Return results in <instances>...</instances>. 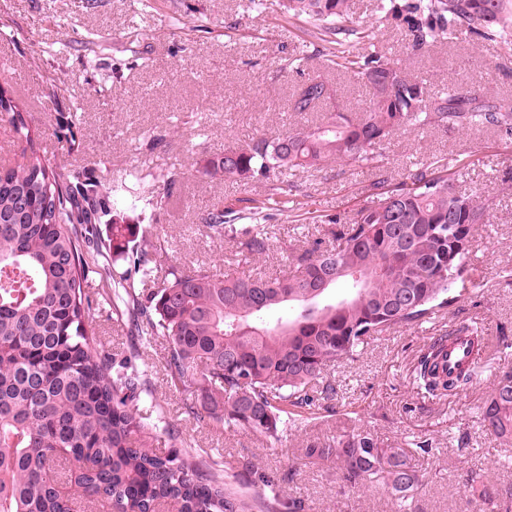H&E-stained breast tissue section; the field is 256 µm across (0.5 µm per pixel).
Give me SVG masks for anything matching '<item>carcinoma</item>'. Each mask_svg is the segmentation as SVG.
<instances>
[{"label":"carcinoma","mask_w":512,"mask_h":512,"mask_svg":"<svg viewBox=\"0 0 512 512\" xmlns=\"http://www.w3.org/2000/svg\"><path fill=\"white\" fill-rule=\"evenodd\" d=\"M283 13L330 37L331 68L368 90L359 118H348L327 75L301 80L288 110L322 112L317 126L277 137L255 136L207 160L211 177L266 185L265 202L237 224L230 208L205 223L237 243L242 261L269 251L264 213L288 207L280 175L314 166L361 163L384 167L385 144L400 129L486 127L512 141V98L486 102L472 90L433 92L377 47L381 29H404L413 49L464 34L512 50V0H379L377 24L359 28L351 0H283ZM366 49L359 51L356 46ZM442 165L410 169L392 184L379 178L368 200L342 218L321 217L331 245H288L289 266L270 277L211 265H168L153 242L137 241L139 225L114 224L102 239L104 198L133 191L141 209L164 210L177 182L167 173L158 192L146 177L133 187L79 171L64 173L29 157L0 171V512H238L241 504L197 464L162 453L155 442L182 444L170 423H148L146 370L97 348L90 274L111 279L112 304L124 307L139 336L168 341L166 371L191 397L185 414L207 416L269 440L318 411L334 412L336 387L326 367L353 355L400 323L423 324L458 299L471 274L467 259L476 225L492 201L456 191ZM461 237L448 235V214ZM125 267L112 271L111 255ZM347 289L329 299L336 288ZM471 364L455 375L444 365L448 337L421 349L412 385L431 399L453 397L477 378L485 354L483 327L463 321ZM484 426L512 439V367L502 370L482 408ZM388 445L369 429L310 444L303 455L335 465L352 488L380 486L397 506L411 505L423 475L409 449ZM466 490L478 512H509L512 486L490 483L471 467Z\"/></svg>","instance_id":"carcinoma-1"}]
</instances>
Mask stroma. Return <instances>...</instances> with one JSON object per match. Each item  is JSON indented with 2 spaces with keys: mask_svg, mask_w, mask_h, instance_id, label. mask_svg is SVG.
Masks as SVG:
<instances>
[{
  "mask_svg": "<svg viewBox=\"0 0 512 512\" xmlns=\"http://www.w3.org/2000/svg\"><path fill=\"white\" fill-rule=\"evenodd\" d=\"M229 21L235 29H226ZM313 39L309 25L283 14L280 0H262L258 10L250 0H0V170L26 151L65 171L106 170L115 178L144 164L174 169L178 182L164 211L145 218L121 199L112 208L118 223L143 224L159 238L162 264L233 265L249 275H281L286 244H311L319 216L350 215L370 183H398L413 166L447 165L458 190L493 197L468 258L472 279L456 303L431 322L394 326L359 356L336 362L325 374L336 385L333 416L297 423L276 441L187 418V396L165 371L166 339L135 336L113 307L94 311L102 353L146 368L153 404L180 429L185 453L245 512H288L293 498L304 512H395L383 490L345 489L335 466L303 459L307 443L360 428L390 443L429 439L431 452L413 457L425 476L414 512H476L465 494L467 467L512 485V440L487 431L480 411L498 369L512 366V350L495 344L498 327L512 331V144L481 127L401 129L383 168L296 171L288 178L294 210L274 212L270 249L248 264H237L232 244L203 222L209 209L246 213L265 195L259 183L208 178L207 158L252 136L319 122L320 113L289 111L288 98L302 74L324 69V56L297 70L280 66ZM380 45L433 91L460 84L480 88L487 100L512 98V54L495 43L461 35L419 53L402 29L388 27ZM75 106L81 120L66 141L59 126ZM466 319L482 323L491 342L476 383L458 397L421 399L410 378L419 350Z\"/></svg>",
  "mask_w": 512,
  "mask_h": 512,
  "instance_id": "1",
  "label": "stroma"
}]
</instances>
